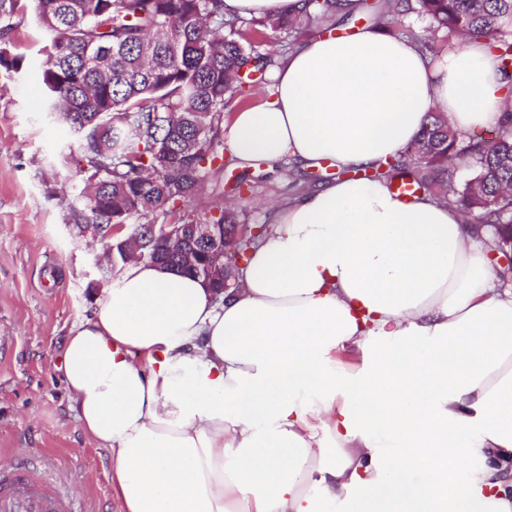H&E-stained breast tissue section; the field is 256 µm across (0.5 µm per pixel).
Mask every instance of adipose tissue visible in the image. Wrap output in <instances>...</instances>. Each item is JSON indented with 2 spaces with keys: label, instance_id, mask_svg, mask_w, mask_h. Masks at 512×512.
Here are the masks:
<instances>
[{
  "label": "adipose tissue",
  "instance_id": "1",
  "mask_svg": "<svg viewBox=\"0 0 512 512\" xmlns=\"http://www.w3.org/2000/svg\"><path fill=\"white\" fill-rule=\"evenodd\" d=\"M237 112L245 164L363 168L445 112L495 127L484 42L432 57L366 26L315 35ZM453 206L341 179L278 208L215 295L128 262L63 346L123 512H512V289Z\"/></svg>",
  "mask_w": 512,
  "mask_h": 512
}]
</instances>
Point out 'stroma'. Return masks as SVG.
<instances>
[{"label": "stroma", "mask_w": 512, "mask_h": 512, "mask_svg": "<svg viewBox=\"0 0 512 512\" xmlns=\"http://www.w3.org/2000/svg\"><path fill=\"white\" fill-rule=\"evenodd\" d=\"M15 23L9 50L20 68H0V463L42 464L67 482L80 512H122L110 455L88 440L71 408L62 349L124 265L108 253V239L74 221L83 207L80 136L44 112L37 75L51 36L32 14ZM304 173L286 158L249 165L230 158L176 208L198 221L219 216L230 183L259 176L235 205L246 239L269 224L267 202L298 197L291 177Z\"/></svg>", "instance_id": "obj_1"}]
</instances>
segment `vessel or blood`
<instances>
[{
	"instance_id": "b4317fda",
	"label": "vessel or blood",
	"mask_w": 512,
	"mask_h": 512,
	"mask_svg": "<svg viewBox=\"0 0 512 512\" xmlns=\"http://www.w3.org/2000/svg\"><path fill=\"white\" fill-rule=\"evenodd\" d=\"M0 512H78L73 494L40 468L0 465Z\"/></svg>"
}]
</instances>
